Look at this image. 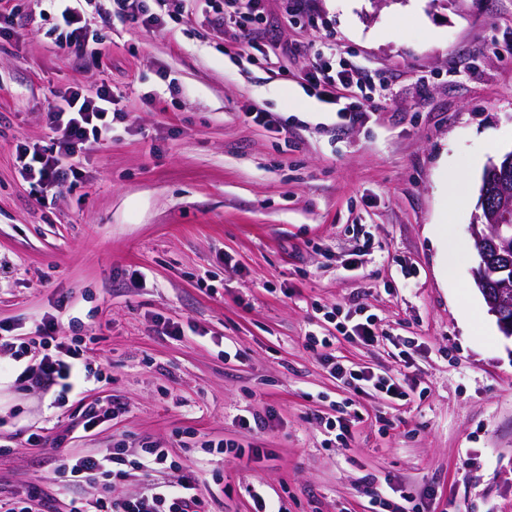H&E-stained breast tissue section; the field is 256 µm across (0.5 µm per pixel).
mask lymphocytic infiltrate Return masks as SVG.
<instances>
[{"mask_svg":"<svg viewBox=\"0 0 512 512\" xmlns=\"http://www.w3.org/2000/svg\"><path fill=\"white\" fill-rule=\"evenodd\" d=\"M52 14L61 27L58 49L67 57L82 56L89 43L87 29L74 0H48ZM263 0H223L216 9L217 20H231L239 27L246 49L255 46L252 27L261 22ZM47 116L55 137L48 148L32 149L20 144L17 158L23 174L43 187L61 188L73 185L82 177V171L70 164V157L104 144L112 137L114 122L125 120L109 87H100L89 95L77 88L68 89L58 104L50 107ZM37 334L45 349L38 369L24 367L22 360L27 344L21 339L4 334L0 336V351H10L21 368V381L39 379L58 387L59 397H67L78 380L90 379L93 371L84 358V347L79 340H67L60 332L57 319L43 318ZM331 371L354 390L371 387L392 399L404 398L399 379L378 375L371 371L355 370L340 362H333ZM111 449L64 460L60 473L71 481L80 482L98 474H112L124 478V470H112ZM195 478L186 477L173 483H154L144 491L124 496H101L90 502L86 512H206L205 501L198 492Z\"/></svg>","mask_w":512,"mask_h":512,"instance_id":"f902f5d3","label":"lymphocytic infiltrate"}]
</instances>
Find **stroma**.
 Listing matches in <instances>:
<instances>
[{
  "label": "stroma",
  "instance_id": "1",
  "mask_svg": "<svg viewBox=\"0 0 512 512\" xmlns=\"http://www.w3.org/2000/svg\"><path fill=\"white\" fill-rule=\"evenodd\" d=\"M289 4L264 0L271 69L187 0H167L156 31L82 0L106 52L80 60L57 50L46 0H0V323L29 339L34 369L53 314L100 373L60 404L0 354L1 499L37 485L34 512H71L191 473L209 512H255L252 487L284 512H370L374 492L422 512H512V338L476 285L471 238L481 175L512 151V0ZM319 56L380 75L350 94L355 122L308 81ZM103 85L130 119L77 157L83 179H24L17 144L48 145L58 97ZM253 105L271 125L246 118ZM359 306L374 341L336 336L326 317ZM328 334L329 348L308 346ZM327 353L397 377L407 398L354 392ZM94 401L106 417L87 430ZM343 404L345 447L322 423ZM252 415L264 430L241 425ZM222 440L253 454L224 456ZM146 445L168 452L152 476L56 480L63 458L109 448L129 462Z\"/></svg>",
  "mask_w": 512,
  "mask_h": 512
}]
</instances>
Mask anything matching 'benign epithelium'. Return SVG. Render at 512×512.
<instances>
[{
    "instance_id": "1",
    "label": "benign epithelium",
    "mask_w": 512,
    "mask_h": 512,
    "mask_svg": "<svg viewBox=\"0 0 512 512\" xmlns=\"http://www.w3.org/2000/svg\"><path fill=\"white\" fill-rule=\"evenodd\" d=\"M512 172V158L504 162L491 161L487 173L481 177L480 195L484 210L476 217L471 226L474 249L479 258L478 268L474 271L477 284L488 304L489 312L496 317L502 332L512 338V322L505 318L506 310L512 306V263L490 254L488 244L495 249L512 241V223L504 208L492 205L486 193L489 174L495 173L502 178Z\"/></svg>"
}]
</instances>
